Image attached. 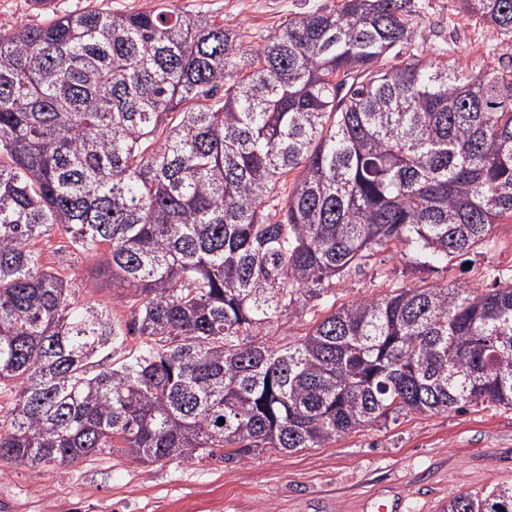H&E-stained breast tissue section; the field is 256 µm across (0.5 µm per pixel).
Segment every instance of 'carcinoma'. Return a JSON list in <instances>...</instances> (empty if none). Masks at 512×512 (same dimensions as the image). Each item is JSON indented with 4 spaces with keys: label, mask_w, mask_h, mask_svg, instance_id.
<instances>
[{
    "label": "carcinoma",
    "mask_w": 512,
    "mask_h": 512,
    "mask_svg": "<svg viewBox=\"0 0 512 512\" xmlns=\"http://www.w3.org/2000/svg\"><path fill=\"white\" fill-rule=\"evenodd\" d=\"M459 4L512 39V0ZM414 14L342 0L245 48L162 3L0 22L1 459L232 461L512 407V274L340 306L330 289L382 250L446 260L512 219V71L382 66ZM57 234L135 298L125 326L42 263ZM448 512H512V484Z\"/></svg>",
    "instance_id": "cac0c4a2"
}]
</instances>
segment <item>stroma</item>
<instances>
[{"label":"stroma","instance_id":"35a3bbf8","mask_svg":"<svg viewBox=\"0 0 512 512\" xmlns=\"http://www.w3.org/2000/svg\"><path fill=\"white\" fill-rule=\"evenodd\" d=\"M191 17H206L236 32L243 45L264 42L296 15L336 9L340 0H167ZM153 0H0V21L36 27L52 18L99 8L132 13ZM412 43L403 55L425 53L471 67L512 70V42L476 23L458 0H414ZM493 245L447 263L416 267L379 252L363 273L337 281L336 301L379 294L375 271L392 283L462 281L483 288L489 270L512 269V220L495 225ZM45 265L65 267L81 301L130 318L121 289L100 274L95 258L63 236L52 239ZM512 482V409L466 407L448 413L410 414L362 428L321 448L265 453L234 461L219 457L142 463L105 451L74 465L35 468L0 459V512H367L370 501L397 498L400 512H443L459 492H483Z\"/></svg>","mask_w":512,"mask_h":512}]
</instances>
